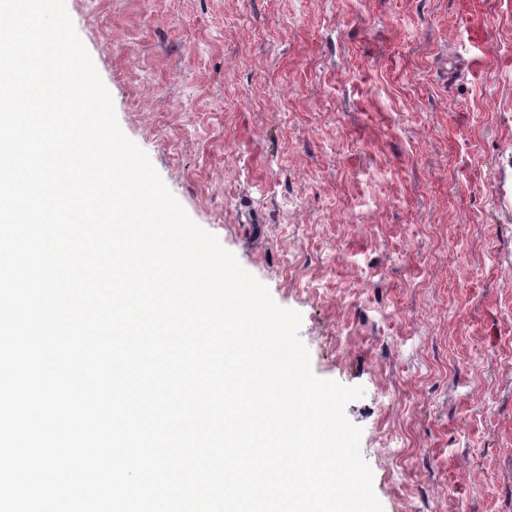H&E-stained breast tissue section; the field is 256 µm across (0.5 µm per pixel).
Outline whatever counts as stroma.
Returning <instances> with one entry per match:
<instances>
[{
	"mask_svg": "<svg viewBox=\"0 0 512 512\" xmlns=\"http://www.w3.org/2000/svg\"><path fill=\"white\" fill-rule=\"evenodd\" d=\"M121 129L301 313L383 512H512V0H65Z\"/></svg>",
	"mask_w": 512,
	"mask_h": 512,
	"instance_id": "35a3bbf8",
	"label": "stroma"
}]
</instances>
